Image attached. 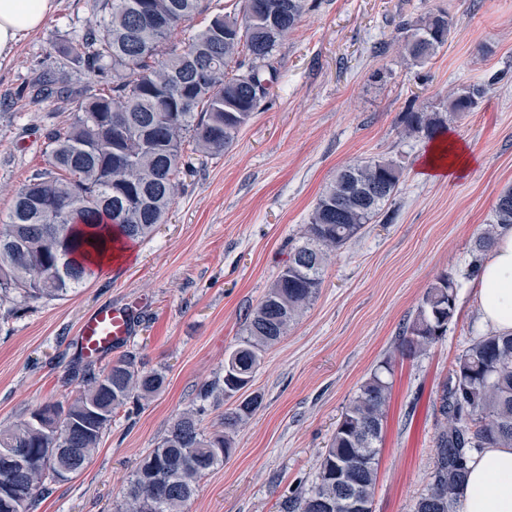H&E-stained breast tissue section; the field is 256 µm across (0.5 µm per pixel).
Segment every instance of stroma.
Segmentation results:
<instances>
[{
  "label": "stroma",
  "instance_id": "1",
  "mask_svg": "<svg viewBox=\"0 0 512 512\" xmlns=\"http://www.w3.org/2000/svg\"><path fill=\"white\" fill-rule=\"evenodd\" d=\"M56 11L0 63V221L18 190L49 167L48 136L63 103L29 87L52 67L49 41L81 35L97 0H57ZM447 10V44L424 63L401 48V23ZM282 78L223 155L193 157L164 224L131 259L62 299L0 304V425L48 402L67 403L81 356L79 322L97 307L140 303L125 346L166 374L163 389L119 409L82 474L51 485L33 512H119L138 462L172 420L224 375L247 315L299 240L323 189L344 166L386 158L402 168L382 216L337 249L315 302L262 356L252 392L262 405L234 435V452L203 478L191 512H283L309 487L342 412L383 361L391 385L373 512H413L424 492L441 420L435 404L457 356L486 334L472 274L474 241L512 185V0H315L280 46ZM502 80L469 112L448 95ZM445 115L475 157L465 175L421 176L427 140L406 135L407 108ZM458 280L445 336L416 357L398 337L440 274Z\"/></svg>",
  "mask_w": 512,
  "mask_h": 512
}]
</instances>
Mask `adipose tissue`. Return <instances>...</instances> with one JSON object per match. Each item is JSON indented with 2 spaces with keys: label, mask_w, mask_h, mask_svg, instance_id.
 I'll return each instance as SVG.
<instances>
[{
  "label": "adipose tissue",
  "mask_w": 512,
  "mask_h": 512,
  "mask_svg": "<svg viewBox=\"0 0 512 512\" xmlns=\"http://www.w3.org/2000/svg\"><path fill=\"white\" fill-rule=\"evenodd\" d=\"M56 0H0V61L10 59L20 39L39 30L55 12ZM474 163L457 141L433 147L423 162L427 174L455 177ZM482 323L512 333V231L497 240L477 285ZM457 512H512V447L486 448L475 455Z\"/></svg>",
  "instance_id": "1"
}]
</instances>
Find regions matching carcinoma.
I'll return each mask as SVG.
<instances>
[{
    "mask_svg": "<svg viewBox=\"0 0 512 512\" xmlns=\"http://www.w3.org/2000/svg\"><path fill=\"white\" fill-rule=\"evenodd\" d=\"M307 0H241L238 10L217 13L185 39L205 0H104L100 20L80 38L51 43L50 56L64 62L31 86L36 99L70 105L66 128L49 137L50 168L34 175L15 196L0 225V296L62 299L94 275L119 238L145 240L164 222L178 191L177 175L195 154H224L280 79L277 48L306 12ZM148 11L153 22L143 23ZM224 21L215 41L212 25ZM453 20L444 10L415 24H401L402 49L414 61L432 57L448 42ZM75 64L110 77V92L77 90L63 78ZM494 83L470 84L452 97L453 113L470 111ZM404 131L432 141L445 129L437 112L411 111ZM401 166L389 159L349 164L322 192L265 297L246 318L237 346L224 360L223 384L215 391L230 406L212 430L202 426L203 408L182 412L156 448L136 466L124 492L123 512H189L198 482L224 464L232 433L259 409L261 396L247 393L261 355L287 335L313 304L329 256L356 238L395 193ZM495 223L476 237L474 250L489 251L502 230L512 228V186L497 198ZM459 284L442 274L427 289L414 320L399 336L406 356L422 354L452 321ZM365 380L341 416L312 484L288 498L285 512H348L347 502H373L380 443L390 385L383 372ZM80 383L70 403H46L49 415L0 427V485L22 489L19 512H30L57 483L61 469L79 475L91 463L116 411L130 398H147L164 386L160 369L146 370L133 352L107 366L73 367ZM440 427L425 492L414 512H455L474 454L512 446V334L475 336L457 357L439 401ZM24 450L33 465L12 473L4 457Z\"/></svg>",
    "mask_w": 512,
    "mask_h": 512,
    "instance_id": "cac0c4a2",
    "label": "carcinoma"
}]
</instances>
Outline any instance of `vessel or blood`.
Segmentation results:
<instances>
[{"label": "vessel or blood", "instance_id": "vessel-or-blood-1", "mask_svg": "<svg viewBox=\"0 0 512 512\" xmlns=\"http://www.w3.org/2000/svg\"><path fill=\"white\" fill-rule=\"evenodd\" d=\"M138 319L134 304H111L96 308L80 323L74 338L81 356L96 362L131 336Z\"/></svg>", "mask_w": 512, "mask_h": 512}]
</instances>
